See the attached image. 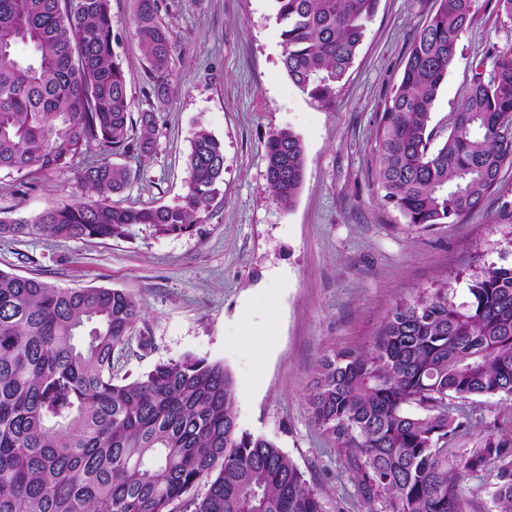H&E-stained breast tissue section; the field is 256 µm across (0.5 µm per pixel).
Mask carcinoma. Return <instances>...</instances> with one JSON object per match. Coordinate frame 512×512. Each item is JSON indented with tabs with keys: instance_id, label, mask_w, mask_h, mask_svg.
I'll list each match as a JSON object with an SVG mask.
<instances>
[{
	"instance_id": "carcinoma-1",
	"label": "carcinoma",
	"mask_w": 512,
	"mask_h": 512,
	"mask_svg": "<svg viewBox=\"0 0 512 512\" xmlns=\"http://www.w3.org/2000/svg\"><path fill=\"white\" fill-rule=\"evenodd\" d=\"M110 2L0 0V171H63L95 146L139 162L153 151L155 113H141L140 135L130 134ZM133 2L134 34L162 97L172 43L161 3ZM273 2L288 76L330 100L379 0ZM435 2L377 134L384 198L414 227L476 211L512 160V45L472 64L469 91L431 148L433 104L477 0ZM265 149L267 189L289 207L303 181L302 143L280 131ZM188 167L181 203L123 208L108 198L130 171L105 157L88 162L76 178L97 198L0 217V236L185 232L224 184L223 143L198 130ZM141 319L121 290L0 270V512H326L274 441L240 429L223 364L185 356L136 378L114 373ZM498 394L512 395V265L490 264L471 269L463 301L443 282L396 302L370 348L322 360L308 401L368 512H466L464 480L490 465L493 512H512V434L482 436L453 464L443 447L464 427L448 401Z\"/></svg>"
}]
</instances>
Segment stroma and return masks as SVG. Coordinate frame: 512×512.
<instances>
[{
    "label": "stroma",
    "instance_id": "35a3bbf8",
    "mask_svg": "<svg viewBox=\"0 0 512 512\" xmlns=\"http://www.w3.org/2000/svg\"><path fill=\"white\" fill-rule=\"evenodd\" d=\"M174 51L158 102L133 34L132 0H111L113 44L127 74L132 114L155 112V149L114 204L175 205L189 178L198 129L224 145V189L183 234L139 226L125 239H0V270L63 288L122 290L142 309L118 374L192 356L234 377L241 429L274 440L312 485L327 512H366L352 474L313 423L308 395L324 356L368 349L398 301L449 280L466 298V273L512 264V165L497 190L456 224L419 230L384 198L377 179L381 106L398 84L409 48L435 0H380L354 62L332 99L296 87L283 63L272 0H161ZM432 109L446 135L464 98L471 63L512 43V19L477 0ZM289 130L303 144L305 171L291 207L266 188L265 143ZM73 172H0V217H31L90 197ZM274 329L266 338V329ZM264 347L263 358L251 348ZM466 427L449 460L489 432L512 433V397L452 400Z\"/></svg>",
    "mask_w": 512,
    "mask_h": 512
}]
</instances>
